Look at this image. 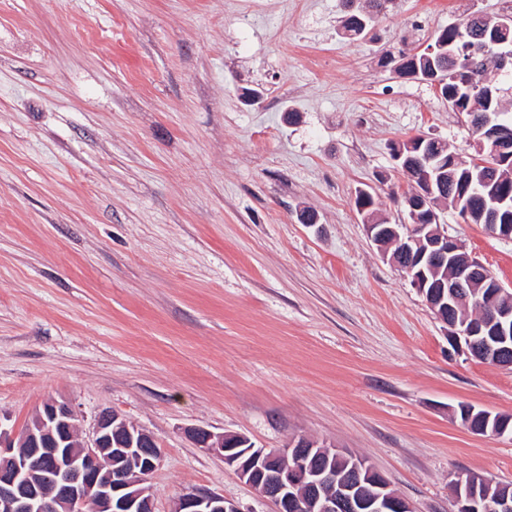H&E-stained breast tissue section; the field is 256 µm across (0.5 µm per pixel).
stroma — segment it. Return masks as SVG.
I'll use <instances>...</instances> for the list:
<instances>
[{
    "label": "stroma",
    "mask_w": 512,
    "mask_h": 512,
    "mask_svg": "<svg viewBox=\"0 0 512 512\" xmlns=\"http://www.w3.org/2000/svg\"><path fill=\"white\" fill-rule=\"evenodd\" d=\"M475 10L512 0H389L355 38L345 0H0V421L118 412L161 444L155 512L195 488L273 510L190 426L334 446L414 512L512 483V438L457 414L512 415V370L454 349L354 204L401 220L392 143L474 156L469 118L390 62ZM438 215L512 288V240Z\"/></svg>",
    "instance_id": "obj_1"
}]
</instances>
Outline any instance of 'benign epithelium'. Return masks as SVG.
<instances>
[{
	"instance_id": "7a95c632",
	"label": "benign epithelium",
	"mask_w": 512,
	"mask_h": 512,
	"mask_svg": "<svg viewBox=\"0 0 512 512\" xmlns=\"http://www.w3.org/2000/svg\"><path fill=\"white\" fill-rule=\"evenodd\" d=\"M481 133L478 151L501 162L510 159L506 129L488 114H476ZM433 157H414L415 189L405 197L407 219L397 227L366 224L367 235L375 242L392 234L384 260L400 268L425 297L439 320L448 325V335L464 344L470 354L499 367H512L506 359L509 347L501 337L512 335V289L493 275L482 273L483 288L478 302L484 316L460 324H448L445 311L457 302V292L473 287L479 261L448 236L440 224L437 205L440 197L428 172ZM448 262L451 274L444 282L427 287L425 269ZM476 336H492L481 353L474 348ZM188 438L224 460V465L260 497L275 505L274 512H413L398 495H385L386 479L369 470L375 492L366 497L351 495L347 479L329 468L310 469L305 456L316 443L300 438L288 450L255 445L243 448L247 437L215 434L203 427H190ZM155 443L154 435L137 426L130 427L118 413L104 409L94 419L89 438L81 437L73 407L56 399L43 402L29 424L18 432L0 428V512H78L95 500L96 512H154L152 496L141 488L157 469L161 449L144 448ZM453 512H512L509 499L492 500L478 495L479 482L468 478L458 482ZM171 512H241L224 495L195 489L179 495Z\"/></svg>"
}]
</instances>
